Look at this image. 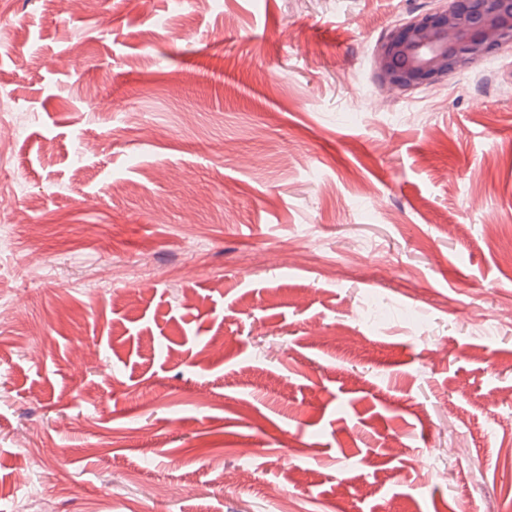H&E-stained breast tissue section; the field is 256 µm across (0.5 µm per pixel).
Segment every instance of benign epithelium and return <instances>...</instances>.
<instances>
[{
    "label": "benign epithelium",
    "mask_w": 512,
    "mask_h": 512,
    "mask_svg": "<svg viewBox=\"0 0 512 512\" xmlns=\"http://www.w3.org/2000/svg\"><path fill=\"white\" fill-rule=\"evenodd\" d=\"M506 45L512 47V9L496 0L461 9L449 0L391 29L378 44L375 69L382 87L407 92L443 81Z\"/></svg>",
    "instance_id": "obj_1"
}]
</instances>
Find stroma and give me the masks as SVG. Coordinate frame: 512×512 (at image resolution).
<instances>
[{
    "label": "stroma",
    "mask_w": 512,
    "mask_h": 512,
    "mask_svg": "<svg viewBox=\"0 0 512 512\" xmlns=\"http://www.w3.org/2000/svg\"><path fill=\"white\" fill-rule=\"evenodd\" d=\"M443 4L0 5V512L19 435L56 512H512V51L374 73ZM23 451L22 454V484L26 485L28 478L31 479L36 476L43 467L44 460L47 455L54 453L53 449L50 448H20Z\"/></svg>",
    "instance_id": "1"
}]
</instances>
